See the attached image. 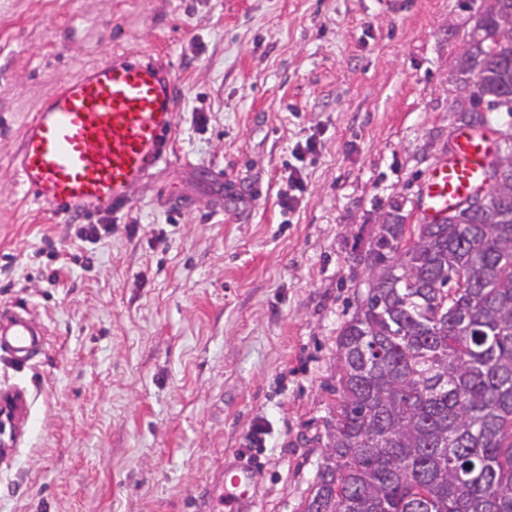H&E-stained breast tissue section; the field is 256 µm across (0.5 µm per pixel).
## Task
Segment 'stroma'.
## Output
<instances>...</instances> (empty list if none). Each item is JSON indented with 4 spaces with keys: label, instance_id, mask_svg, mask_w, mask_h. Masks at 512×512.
Returning <instances> with one entry per match:
<instances>
[{
    "label": "stroma",
    "instance_id": "obj_1",
    "mask_svg": "<svg viewBox=\"0 0 512 512\" xmlns=\"http://www.w3.org/2000/svg\"><path fill=\"white\" fill-rule=\"evenodd\" d=\"M468 0H0V305L47 335L0 512H300L336 417V337L391 203L459 124ZM156 51L177 85L169 156L108 233L25 193L19 127L58 83ZM313 150H305L306 141ZM299 172L301 193L288 180ZM296 194L292 208L284 195ZM251 480V475L246 467L225 468L224 476V507H229L227 512H239L242 505L251 497V489L239 491L246 488ZM228 485L232 489L228 488Z\"/></svg>",
    "mask_w": 512,
    "mask_h": 512
}]
</instances>
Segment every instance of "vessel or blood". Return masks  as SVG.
Returning a JSON list of instances; mask_svg holds the SVG:
<instances>
[{
  "mask_svg": "<svg viewBox=\"0 0 512 512\" xmlns=\"http://www.w3.org/2000/svg\"><path fill=\"white\" fill-rule=\"evenodd\" d=\"M177 87L171 68L135 52L112 56L64 80L20 129L15 170L27 195L55 215L120 211L166 160ZM490 140L461 128L451 160L436 164L420 191L419 217L444 216L482 185ZM45 347L25 307H0V356L23 367ZM247 468L227 469L224 504L250 497Z\"/></svg>",
  "mask_w": 512,
  "mask_h": 512,
  "instance_id": "obj_1",
  "label": "vessel or blood"
}]
</instances>
